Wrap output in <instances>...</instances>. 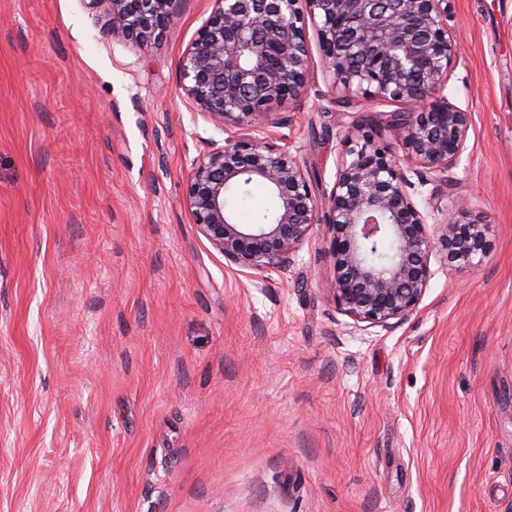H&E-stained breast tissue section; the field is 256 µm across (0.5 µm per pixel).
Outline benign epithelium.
<instances>
[{
  "instance_id": "1",
  "label": "benign epithelium",
  "mask_w": 512,
  "mask_h": 512,
  "mask_svg": "<svg viewBox=\"0 0 512 512\" xmlns=\"http://www.w3.org/2000/svg\"><path fill=\"white\" fill-rule=\"evenodd\" d=\"M112 15L115 40L154 43L177 22L178 0H89ZM186 48L180 88L196 111L228 133L224 145L192 163L185 205L198 232L241 269L286 270L315 224L331 230L329 291L353 320L388 328L421 303L436 245L459 268L493 249L490 225L459 200L431 232L408 191L418 167L448 184L465 148L470 114L448 101L449 67L458 55L448 30V0H214ZM320 19L318 48L336 101L396 100L395 143L367 132L346 136L327 210L320 211L296 157L253 133L288 116L276 111L308 90L310 45L304 15ZM254 183L272 195L259 224H240L227 196ZM389 244L384 261L370 245Z\"/></svg>"
}]
</instances>
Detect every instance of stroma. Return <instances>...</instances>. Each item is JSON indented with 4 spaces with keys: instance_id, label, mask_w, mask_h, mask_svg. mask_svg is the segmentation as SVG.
I'll return each instance as SVG.
<instances>
[{
    "instance_id": "stroma-1",
    "label": "stroma",
    "mask_w": 512,
    "mask_h": 512,
    "mask_svg": "<svg viewBox=\"0 0 512 512\" xmlns=\"http://www.w3.org/2000/svg\"><path fill=\"white\" fill-rule=\"evenodd\" d=\"M89 0H0V512H512V0H448L446 94L471 115L441 218L492 229L444 250L395 327L346 316L328 229L287 270L227 263L185 206L225 134L179 87L213 0L141 47ZM307 95L272 129L320 206L345 136L395 140L400 102Z\"/></svg>"
}]
</instances>
